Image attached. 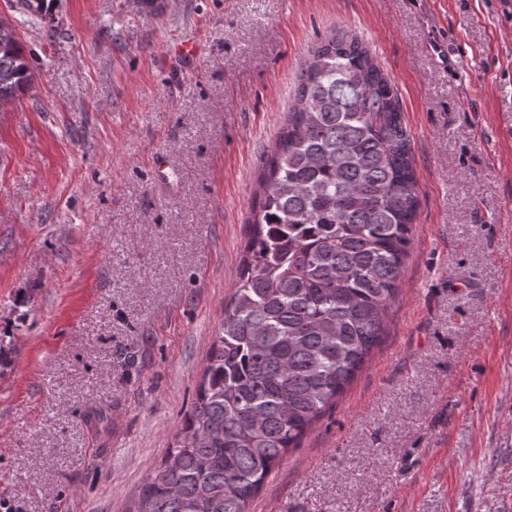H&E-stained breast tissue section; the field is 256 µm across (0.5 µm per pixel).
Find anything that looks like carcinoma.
<instances>
[{
    "mask_svg": "<svg viewBox=\"0 0 512 512\" xmlns=\"http://www.w3.org/2000/svg\"><path fill=\"white\" fill-rule=\"evenodd\" d=\"M30 79L0 23V103ZM257 196L194 406L127 512H248L384 335L419 199L398 90L357 36L309 49Z\"/></svg>",
    "mask_w": 512,
    "mask_h": 512,
    "instance_id": "cac0c4a2",
    "label": "carcinoma"
}]
</instances>
